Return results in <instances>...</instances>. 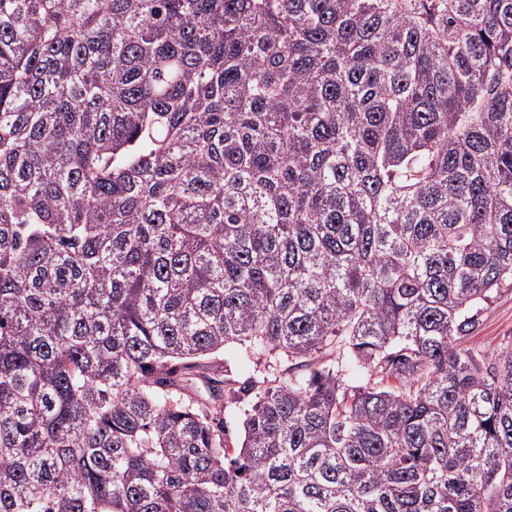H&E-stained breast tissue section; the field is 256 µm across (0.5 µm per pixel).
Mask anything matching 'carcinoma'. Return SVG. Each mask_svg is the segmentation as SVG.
Listing matches in <instances>:
<instances>
[{
    "label": "carcinoma",
    "instance_id": "cac0c4a2",
    "mask_svg": "<svg viewBox=\"0 0 512 512\" xmlns=\"http://www.w3.org/2000/svg\"><path fill=\"white\" fill-rule=\"evenodd\" d=\"M508 285L512 0H0V512H512ZM477 336L470 341L492 350L512 343V290L502 292L489 304Z\"/></svg>",
    "mask_w": 512,
    "mask_h": 512
}]
</instances>
